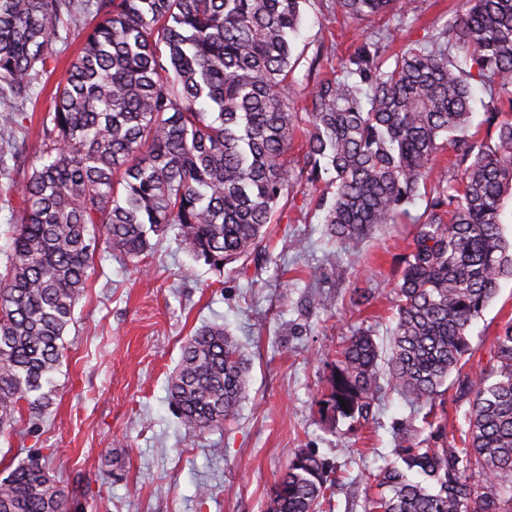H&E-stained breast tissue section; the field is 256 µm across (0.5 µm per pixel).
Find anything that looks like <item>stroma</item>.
Returning a JSON list of instances; mask_svg holds the SVG:
<instances>
[{
    "instance_id": "stroma-1",
    "label": "stroma",
    "mask_w": 512,
    "mask_h": 512,
    "mask_svg": "<svg viewBox=\"0 0 512 512\" xmlns=\"http://www.w3.org/2000/svg\"><path fill=\"white\" fill-rule=\"evenodd\" d=\"M328 4L311 0L305 10L298 46L306 58L345 54L370 35L366 25L331 16ZM79 49L76 36L57 44L53 76L25 106L32 121L16 134L25 149L9 163L15 185L38 163L50 88ZM425 209V197L415 198L411 222L380 227L357 247L331 240L322 212L290 210L289 221L270 225L268 249L250 257L243 277L195 262L173 227L141 266L99 248L64 335L55 402L38 428L0 436V458L38 455L55 480L80 493L85 512H265L276 476L295 449L307 448L336 469L323 512H366L373 478L394 461V448L426 437V421L463 423L469 408L452 377L421 408L385 388L368 421L332 424L319 414L327 363L342 339L367 331L386 342L394 288ZM510 320L508 280L471 328L472 367L491 365L492 342ZM212 323L242 345L248 382L223 427L190 440L167 386L185 339Z\"/></svg>"
}]
</instances>
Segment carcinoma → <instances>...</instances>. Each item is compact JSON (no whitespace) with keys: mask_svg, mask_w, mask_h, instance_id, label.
<instances>
[{"mask_svg":"<svg viewBox=\"0 0 512 512\" xmlns=\"http://www.w3.org/2000/svg\"><path fill=\"white\" fill-rule=\"evenodd\" d=\"M309 0H0V96L31 99L55 43L81 14L83 46L57 82L41 124L40 165L16 191L0 138V192L20 219L0 273V434L53 403L64 333L99 244L143 260L150 235L178 226L193 259L221 272L246 261L285 211L288 150L300 124L305 183L339 243L398 224L420 185L427 206L395 288L387 369L358 331L336 350L318 400L331 418L366 420L380 379L422 405L442 394L469 354L468 329L512 279L501 215L512 201V0H462L448 24L385 57L394 30L376 28L338 62L294 37ZM411 0H331V14L372 25ZM486 138L468 135L474 85ZM452 151L451 165L437 167ZM247 368L220 325L182 347L168 384L184 435L219 429L244 397ZM466 428L437 426L395 449L374 477L368 512H512V321L493 364L463 376ZM335 473L300 449L274 483L267 512H320ZM46 465L30 459L0 480V512H78Z\"/></svg>","mask_w":512,"mask_h":512,"instance_id":"cac0c4a2","label":"carcinoma"}]
</instances>
